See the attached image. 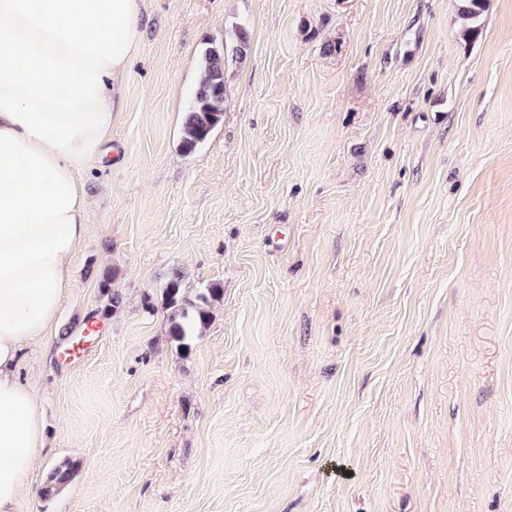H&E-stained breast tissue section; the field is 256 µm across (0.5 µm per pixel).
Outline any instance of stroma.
<instances>
[{
    "label": "stroma",
    "instance_id": "35a3bbf8",
    "mask_svg": "<svg viewBox=\"0 0 512 512\" xmlns=\"http://www.w3.org/2000/svg\"><path fill=\"white\" fill-rule=\"evenodd\" d=\"M144 0L17 512H512V0ZM224 121L179 149L234 25ZM221 288L189 348L164 288ZM122 296L106 311L103 275ZM465 4L461 10L463 22V37L474 39L478 36L480 28L477 25L479 18L485 11L486 0H464ZM73 475L74 466L69 462H65L57 466L49 477V480L44 485L42 496L46 499L53 497L71 481Z\"/></svg>",
    "mask_w": 512,
    "mask_h": 512
}]
</instances>
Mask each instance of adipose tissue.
Returning a JSON list of instances; mask_svg holds the SVG:
<instances>
[{
    "label": "adipose tissue",
    "instance_id": "adipose-tissue-1",
    "mask_svg": "<svg viewBox=\"0 0 512 512\" xmlns=\"http://www.w3.org/2000/svg\"><path fill=\"white\" fill-rule=\"evenodd\" d=\"M141 4L0 0V512L33 491L43 425L17 371L26 343L53 344L90 220L81 175L111 156Z\"/></svg>",
    "mask_w": 512,
    "mask_h": 512
}]
</instances>
